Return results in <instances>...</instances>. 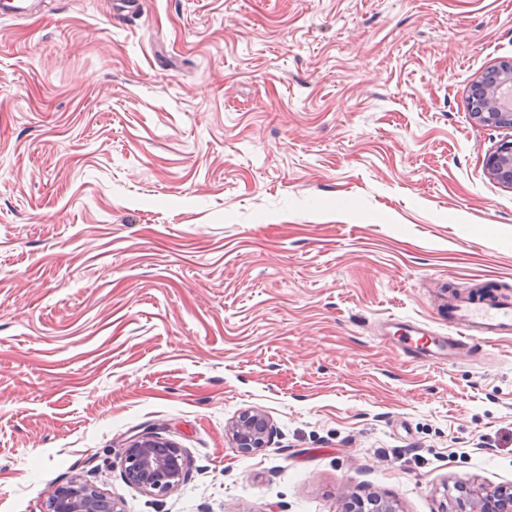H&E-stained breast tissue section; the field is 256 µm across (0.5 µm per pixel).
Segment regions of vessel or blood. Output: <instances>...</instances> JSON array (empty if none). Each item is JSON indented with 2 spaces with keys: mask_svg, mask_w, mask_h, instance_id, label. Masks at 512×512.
Returning <instances> with one entry per match:
<instances>
[{
  "mask_svg": "<svg viewBox=\"0 0 512 512\" xmlns=\"http://www.w3.org/2000/svg\"><path fill=\"white\" fill-rule=\"evenodd\" d=\"M448 320L452 331L445 336L418 322L399 324L398 329L412 340L416 352L437 360L456 357L474 341H491L512 335V305L491 299L451 298Z\"/></svg>",
  "mask_w": 512,
  "mask_h": 512,
  "instance_id": "b4317fda",
  "label": "vessel or blood"
}]
</instances>
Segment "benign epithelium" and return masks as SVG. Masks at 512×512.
I'll return each instance as SVG.
<instances>
[{"instance_id": "obj_1", "label": "benign epithelium", "mask_w": 512, "mask_h": 512, "mask_svg": "<svg viewBox=\"0 0 512 512\" xmlns=\"http://www.w3.org/2000/svg\"><path fill=\"white\" fill-rule=\"evenodd\" d=\"M505 88H512V60L499 64L495 79L476 85L471 100V115L475 122L512 130V102H504ZM486 167L494 178L512 188V142H502L488 156ZM271 430L270 421L264 414L246 410L232 423L229 433L236 447L252 450L265 447ZM123 462L125 476L131 484L161 497L176 490L188 471V464L176 445L150 434L141 435L129 443L124 450ZM457 489L465 494L469 512H512V487L471 489L459 484ZM46 507L47 512H121L111 497L80 479L53 487ZM358 508L360 512H399L393 502L374 496L359 503Z\"/></svg>"}]
</instances>
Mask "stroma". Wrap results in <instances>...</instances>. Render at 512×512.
<instances>
[{
    "mask_svg": "<svg viewBox=\"0 0 512 512\" xmlns=\"http://www.w3.org/2000/svg\"><path fill=\"white\" fill-rule=\"evenodd\" d=\"M0 14V512H455L512 487V339L429 362L444 297L512 300L508 137L470 117L512 0H24ZM265 413L266 447L227 427ZM151 432L189 474L153 496ZM486 167L499 182L512 188V142L506 140L488 156ZM127 480L155 496H166L185 479L188 464L179 448L161 438L144 434L124 450ZM47 512H121L112 497L87 481L72 480L55 486L47 497Z\"/></svg>",
    "mask_w": 512,
    "mask_h": 512,
    "instance_id": "obj_1",
    "label": "stroma"
}]
</instances>
